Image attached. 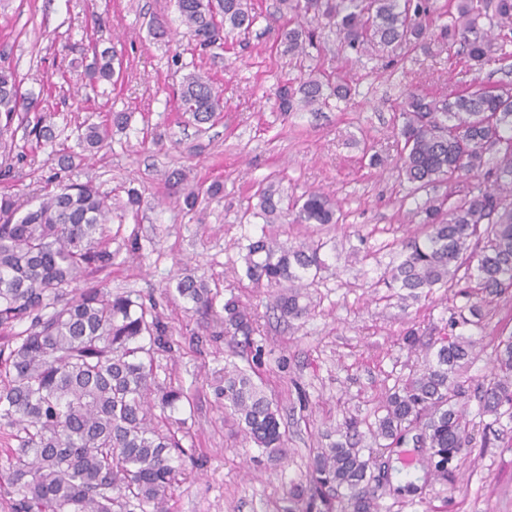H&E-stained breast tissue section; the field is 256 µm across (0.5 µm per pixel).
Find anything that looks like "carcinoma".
I'll list each match as a JSON object with an SVG mask.
<instances>
[{
	"label": "carcinoma",
	"mask_w": 512,
	"mask_h": 512,
	"mask_svg": "<svg viewBox=\"0 0 512 512\" xmlns=\"http://www.w3.org/2000/svg\"><path fill=\"white\" fill-rule=\"evenodd\" d=\"M183 36L201 51L246 34L259 12L253 0H177ZM442 24L433 26L434 18ZM273 30L282 54L309 56L315 24L338 35L341 48L357 54L450 52L462 47L468 70L482 67L492 50L512 46V0H449L437 11L433 0H278ZM116 54L94 52L83 79L89 86L116 75ZM345 78L322 79L311 69L299 83L278 86L283 112L300 107L348 103ZM42 100L21 92L16 75L0 68V151L12 150L14 122L38 110ZM179 108L196 123L223 111L222 91L210 77L193 73L180 93ZM105 131L86 126L78 135L83 151L102 146ZM399 176L413 191L460 179L467 192L452 203L430 197L409 222L423 237L404 245L399 262L385 272L390 289L419 300L435 288H454L459 271L472 260L467 279L486 296L512 288V86L476 81L461 92L430 98L408 90L393 128ZM165 182L184 191L189 210L224 192L220 184L188 187L185 171L174 169ZM245 215L265 224L292 218L294 224H337L341 208L331 196L309 191L290 199L274 182L253 194ZM107 197L93 182L48 183L39 204L20 213L14 197L0 195V330L11 332L0 348V433L17 442L5 449L6 473L0 498L8 512H170L172 490L197 449L182 444L190 436L154 414L175 411L188 400L179 387L156 383L158 352L174 342L153 310L130 294H114L89 276L112 266L108 247ZM245 276L275 289L280 317L300 320L310 313L301 303L305 280L324 267L322 245L314 241L284 247L267 236L244 246ZM177 294L195 312L213 308L216 294L193 274L176 277ZM27 323L21 331L15 326ZM224 335L253 345L254 314L234 299L224 303ZM476 342L445 336L435 362L385 395L375 437L399 448L407 436L430 449L429 468L446 476L472 437L459 371ZM495 380L483 394L485 412L512 419V336L495 347ZM224 413L245 438L271 458L286 459L278 405L242 369L224 371ZM359 421L343 424L342 440L309 457L305 481L291 488L278 512H335L331 492L345 488L349 512H376L379 476L374 462L352 444Z\"/></svg>",
	"instance_id": "1"
}]
</instances>
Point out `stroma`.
<instances>
[{
  "label": "stroma",
  "mask_w": 512,
  "mask_h": 512,
  "mask_svg": "<svg viewBox=\"0 0 512 512\" xmlns=\"http://www.w3.org/2000/svg\"><path fill=\"white\" fill-rule=\"evenodd\" d=\"M107 22L95 32L96 18ZM176 0H0V66L15 72L23 91L48 93L56 137L37 141L36 113L17 122L9 156V179L0 194L21 204L36 202L54 173L75 182L93 180L110 202L138 190L139 209L112 214V265L98 273L112 292H129L155 305L173 352L157 357V380H177L192 399L195 463L173 490L172 512H277L291 483L304 479L310 449L328 444L327 433L345 419L361 421L356 445L374 447L368 429L384 394L431 358V345L449 334H471L459 316L465 301L438 290L407 305L382 277L401 244L420 231L406 212L424 202L398 176L392 146L394 117L406 89L442 96L464 79L463 54H409L395 67L381 57L349 65L353 99L347 109L279 111L278 84L301 68L335 74L344 65L336 36L322 31L302 66L273 46L274 33L257 23L244 43L201 55L182 35ZM114 48L122 61L115 83L85 86L72 61L91 57L90 35ZM208 75L224 91V109L206 124L177 110L186 77ZM130 116L126 129L111 115ZM109 127L102 148L83 156L80 128ZM380 153L370 165L364 147ZM73 165L61 169V156ZM186 170L191 182L224 186L223 198L185 209L163 172ZM277 181L289 196L320 190L337 199V224H279V242H322L325 262L307 292L315 309L304 320L278 319L268 308L270 290L248 280L240 243L260 237L265 224L243 213L259 183ZM140 247L129 260L130 243ZM205 277L217 297L215 312L234 298L260 318L253 339L263 349L256 381L279 401L287 458L276 462L247 447L215 386L233 343L214 333L211 320L187 311L166 288L178 269ZM483 331L466 372L464 401L474 443L453 464L448 478L428 474L429 451L407 447L394 461L378 512H512V420L493 422L479 399L488 385L494 347L512 334V289L483 304ZM415 332L416 350L405 337ZM415 482V495L401 498L398 485Z\"/></svg>",
  "instance_id": "stroma-1"
}]
</instances>
